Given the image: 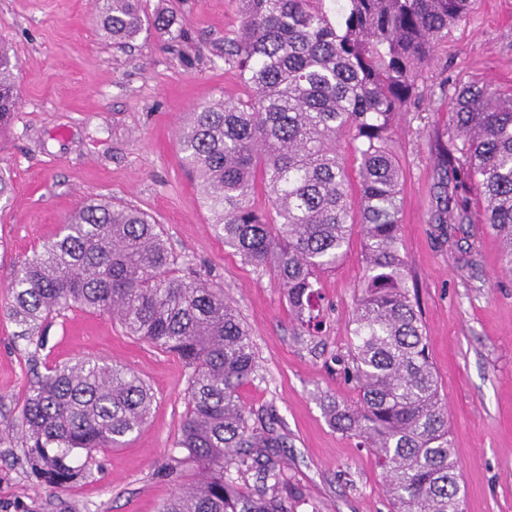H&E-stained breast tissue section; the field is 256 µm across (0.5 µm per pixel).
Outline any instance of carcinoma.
I'll return each mask as SVG.
<instances>
[{
    "label": "carcinoma",
    "instance_id": "carcinoma-1",
    "mask_svg": "<svg viewBox=\"0 0 512 512\" xmlns=\"http://www.w3.org/2000/svg\"><path fill=\"white\" fill-rule=\"evenodd\" d=\"M240 23L224 62L247 89L200 104L179 133L224 245L270 269L300 333H325L321 275L336 268L354 225L365 277L349 354L334 360L359 391L323 402L330 424L359 439L382 469L393 512H464L448 416L402 253L401 169L393 123L417 99L418 70L448 46L472 0H238ZM98 29L121 45L150 27L175 40L172 20L149 19L141 0H100ZM16 65L0 45V127L18 101ZM460 155L442 159L432 216L469 224L471 192L512 269V89L439 85ZM348 135L353 169L336 149ZM263 189L270 209L250 203ZM358 196L353 209L351 192ZM161 225L141 210L81 203L55 238L8 284L7 313L35 336L66 308L107 311L125 333L174 353L191 370L188 407L161 474L177 485L162 512H298L310 504L276 449L286 437L249 424L239 389L257 372L246 323L224 289L174 275ZM150 387L126 368L78 360L37 376L18 417L28 466L54 489L91 474L95 453L120 448L147 422ZM187 464L198 477L182 480Z\"/></svg>",
    "mask_w": 512,
    "mask_h": 512
}]
</instances>
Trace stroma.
<instances>
[{
	"instance_id": "35a3bbf8",
	"label": "stroma",
	"mask_w": 512,
	"mask_h": 512,
	"mask_svg": "<svg viewBox=\"0 0 512 512\" xmlns=\"http://www.w3.org/2000/svg\"><path fill=\"white\" fill-rule=\"evenodd\" d=\"M142 5L147 15H169L180 38L163 41L147 28L117 47L95 24L98 0H0V40L19 68L17 109L0 134V168L14 186L0 202V285L85 199L149 214L177 258L175 275L223 288L245 321L258 371L240 400L256 415L275 411L288 438L280 459L289 476L318 512H389L373 455L334 430L321 406L327 395L351 404L359 398L333 357L351 347L362 228L354 226L345 257L322 278L325 335L297 338L270 272L242 260L212 229L178 145L194 106L243 92L224 62L238 2ZM444 80L512 86V0H473L470 15L449 30L446 53L423 69L422 96L398 114L392 143L403 173L402 251L448 413L464 512H512V272L481 206L472 205L469 231L454 243L430 222L441 192L439 150L453 145L448 108L432 95ZM466 248L475 250L477 267L464 276L457 257ZM7 303L0 292V512H160L176 490L157 469L175 452L187 408L183 361L126 335L107 312L67 309L42 340L22 337ZM80 359L128 368L155 401L148 424L125 447L99 454L88 480L52 489L30 473L17 417L38 374Z\"/></svg>"
}]
</instances>
